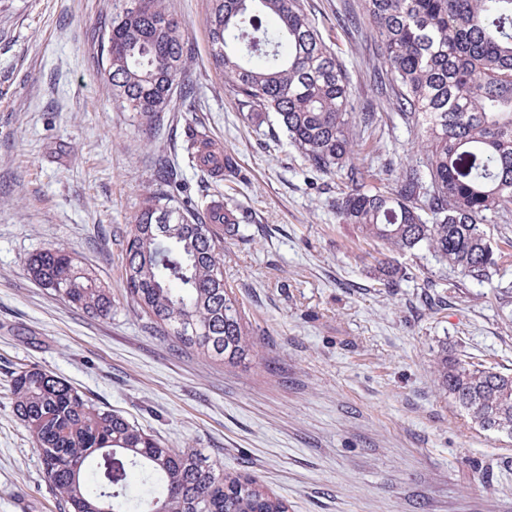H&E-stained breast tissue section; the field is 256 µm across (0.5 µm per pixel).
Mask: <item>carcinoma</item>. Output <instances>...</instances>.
Listing matches in <instances>:
<instances>
[{
	"label": "carcinoma",
	"instance_id": "1",
	"mask_svg": "<svg viewBox=\"0 0 512 512\" xmlns=\"http://www.w3.org/2000/svg\"><path fill=\"white\" fill-rule=\"evenodd\" d=\"M399 116L427 134L426 157L394 176L355 170L346 70L303 0H211V57L238 106L284 134L312 167L344 176L336 215L390 251H425L461 281L492 284L504 251L485 226L512 223V0H365ZM102 63L112 95L159 128L187 56L185 31L162 0H129L107 25ZM191 158L208 174L206 137ZM134 216L124 245L126 296L162 335L206 360L240 363L256 343L224 284V236L246 221L230 202L190 211L170 204L171 164ZM387 285L411 275L380 262ZM29 275L92 318L112 316V288L72 253L29 255ZM438 382L485 431L512 437V375L448 352ZM13 411L29 433L65 512H288L249 474L224 471L197 448H171L121 413L37 366L13 373Z\"/></svg>",
	"mask_w": 512,
	"mask_h": 512
}]
</instances>
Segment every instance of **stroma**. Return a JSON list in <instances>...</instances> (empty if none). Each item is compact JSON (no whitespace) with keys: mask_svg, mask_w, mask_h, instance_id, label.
Returning <instances> with one entry per match:
<instances>
[{"mask_svg":"<svg viewBox=\"0 0 512 512\" xmlns=\"http://www.w3.org/2000/svg\"><path fill=\"white\" fill-rule=\"evenodd\" d=\"M188 40L154 130L101 73V20L127 0H0V512H60L14 415L10 374L37 365L169 446L202 449L288 501L290 512H512V439L482 430L438 386L440 346L512 373V320L490 287H449L428 255L381 253L336 216V178L238 109L209 54V0H162ZM350 79L360 170L415 163L424 136L375 80L379 39L364 0H304ZM238 165L190 162L187 130ZM175 164L196 208L230 198L250 223L224 239V281L257 343L235 365L181 351L150 329L122 283L123 240ZM62 247L110 284L95 319L40 286L32 253ZM414 267L388 286L381 260Z\"/></svg>","mask_w":512,"mask_h":512,"instance_id":"1","label":"stroma"}]
</instances>
